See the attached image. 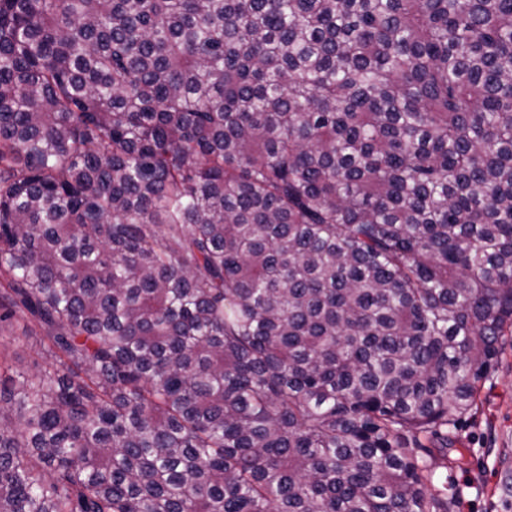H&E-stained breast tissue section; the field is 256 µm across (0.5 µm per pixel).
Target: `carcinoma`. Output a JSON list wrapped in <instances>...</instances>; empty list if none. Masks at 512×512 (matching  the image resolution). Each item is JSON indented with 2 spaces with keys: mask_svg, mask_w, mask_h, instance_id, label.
I'll list each match as a JSON object with an SVG mask.
<instances>
[{
  "mask_svg": "<svg viewBox=\"0 0 512 512\" xmlns=\"http://www.w3.org/2000/svg\"><path fill=\"white\" fill-rule=\"evenodd\" d=\"M0 512H448L512 334V0H0ZM46 341L33 330L27 319L16 316L9 326L0 330V362L13 372H30L35 364L52 370L51 360L44 354Z\"/></svg>",
  "mask_w": 512,
  "mask_h": 512,
  "instance_id": "cac0c4a2",
  "label": "carcinoma"
}]
</instances>
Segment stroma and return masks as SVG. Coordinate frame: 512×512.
<instances>
[{"instance_id":"obj_1","label":"stroma","mask_w":512,"mask_h":512,"mask_svg":"<svg viewBox=\"0 0 512 512\" xmlns=\"http://www.w3.org/2000/svg\"><path fill=\"white\" fill-rule=\"evenodd\" d=\"M45 342L24 317L0 328V365L14 372L50 368ZM476 414L465 417L448 450V465L436 470V484L452 485L450 512H512V335L480 392Z\"/></svg>"}]
</instances>
